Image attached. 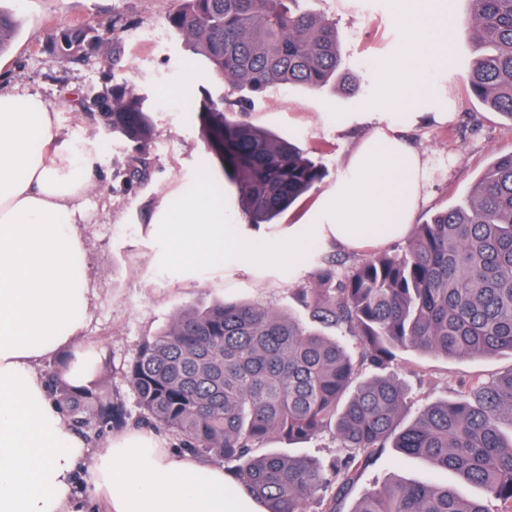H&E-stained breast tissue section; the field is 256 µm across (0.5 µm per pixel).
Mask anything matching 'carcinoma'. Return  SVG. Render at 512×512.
Returning a JSON list of instances; mask_svg holds the SVG:
<instances>
[{
  "label": "carcinoma",
  "mask_w": 512,
  "mask_h": 512,
  "mask_svg": "<svg viewBox=\"0 0 512 512\" xmlns=\"http://www.w3.org/2000/svg\"><path fill=\"white\" fill-rule=\"evenodd\" d=\"M298 0H175L167 21L185 61L215 78L185 89L206 151L239 187L248 224L274 220L325 178L297 144L245 119L273 85L319 91L341 78L335 24L295 7ZM465 24L448 27V43L466 33L478 51L466 69L471 94L512 119V0H469ZM18 31L0 9V56ZM43 48L63 60L106 49L117 62V34L103 38L87 24L60 28ZM240 92L219 94L223 83ZM109 105L98 133L126 141L131 153L118 175L150 179L156 138L149 96L115 78L70 100L76 112ZM315 284L299 289L304 322L249 302H216L176 312L142 342L124 375L143 421L178 438L194 454L233 463L242 489L265 512H512V371L490 383H463L451 403L421 410L401 427L406 386L385 373L401 348L479 358L512 353V152L496 157L468 198L417 224L404 250L379 253L349 267L334 254L316 258ZM351 338L352 344L344 342ZM102 355L88 381L73 387L60 360L46 378L78 435L125 424L107 384ZM331 429L345 448L324 466L301 455L264 452ZM387 447L420 457L480 487L467 499L435 482H393L364 490L345 510L363 471Z\"/></svg>",
  "instance_id": "1"
}]
</instances>
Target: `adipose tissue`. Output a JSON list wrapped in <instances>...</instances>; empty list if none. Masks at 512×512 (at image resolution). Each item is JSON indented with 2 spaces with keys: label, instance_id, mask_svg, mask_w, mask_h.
<instances>
[{
  "label": "adipose tissue",
  "instance_id": "ef3b65f1",
  "mask_svg": "<svg viewBox=\"0 0 512 512\" xmlns=\"http://www.w3.org/2000/svg\"><path fill=\"white\" fill-rule=\"evenodd\" d=\"M409 38L391 75L392 102L410 106L428 89L425 71L448 60V15L441 0H399ZM101 157L72 151L55 116L35 94L0 90V512H261L222 468L174 455L151 432L114 434L97 456L91 492L77 490L85 444L48 396L38 372L50 355L71 359V379L87 374L94 352L83 335L90 288L75 273L86 251L78 227L84 196ZM421 160L397 135L373 129L323 194L314 222L289 227L276 241L244 236L223 221L210 195L173 198L175 224H157L166 242L155 263L171 259L213 268H296L310 247L329 243L365 253L406 238L421 189ZM388 233H378V226Z\"/></svg>",
  "mask_w": 512,
  "mask_h": 512
}]
</instances>
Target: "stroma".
<instances>
[{
    "instance_id": "obj_1",
    "label": "stroma",
    "mask_w": 512,
    "mask_h": 512,
    "mask_svg": "<svg viewBox=\"0 0 512 512\" xmlns=\"http://www.w3.org/2000/svg\"><path fill=\"white\" fill-rule=\"evenodd\" d=\"M174 5V0H5L0 5L20 22L10 51L0 56V88L40 95L51 105L62 139L96 151L104 160L95 169L85 198L81 230L87 257L78 273L87 278L91 291L85 335L116 367L110 383L124 402L130 429L139 428L140 409L121 367L137 356L145 337L168 324L175 311L224 299L299 316L303 310L295 294L312 286L317 274L315 264L306 260L285 278L272 268L256 274L201 266L195 278L186 279L176 267L153 263L157 244L150 229L162 221L161 204L170 196L191 197L221 188L225 221H244L237 206V186L225 181L218 163L208 160L191 113L178 109L185 87L196 77L166 26ZM397 5V0H300L303 11L335 23L342 68L353 76L356 91L348 95L331 87L310 92L298 86H274L248 112L250 123L297 141L327 171L317 190L281 215L268 239H280L290 225L308 220L322 193L342 175L357 139L374 128H392L421 157L424 180L414 206L416 224L468 195L496 155L512 151V119L488 109L471 95L466 83V67L477 50L474 42L460 41L446 64L427 68L428 86L441 100L440 108L390 105L384 76L398 67L408 38ZM119 19L125 24L120 33L124 54L117 67L91 53L64 62L38 46L55 28L83 21L103 35ZM364 56L369 64H361ZM111 70L149 93L155 106L158 137L150 154L152 175L143 184L127 186L116 179L126 163L127 146L102 138L68 103L70 94L99 88ZM510 370L512 353L507 351L472 359L401 349L391 366L411 393L405 415L409 421L428 405L455 400L462 384L487 383ZM412 480L455 484L469 497L481 494L477 487L458 484L453 474L434 471L422 459L393 448L382 452L360 485Z\"/></svg>"
}]
</instances>
